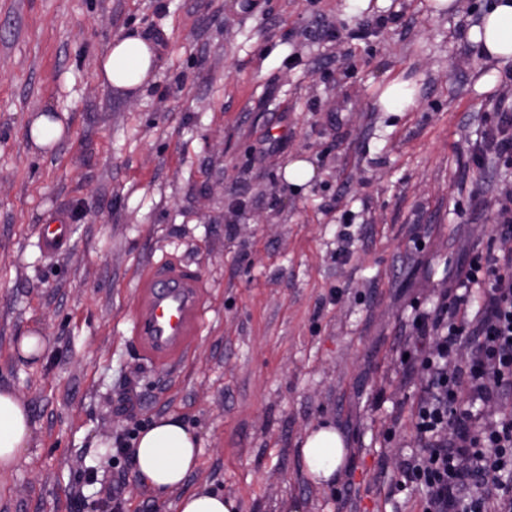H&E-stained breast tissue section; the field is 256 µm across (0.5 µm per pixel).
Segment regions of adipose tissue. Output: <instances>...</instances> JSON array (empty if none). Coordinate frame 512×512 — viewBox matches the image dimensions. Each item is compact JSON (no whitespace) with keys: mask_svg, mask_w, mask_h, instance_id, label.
I'll return each instance as SVG.
<instances>
[{"mask_svg":"<svg viewBox=\"0 0 512 512\" xmlns=\"http://www.w3.org/2000/svg\"><path fill=\"white\" fill-rule=\"evenodd\" d=\"M480 54L500 65L512 63V0H493L467 31ZM160 52L136 32L110 40L99 57L104 86L134 91L150 85L160 68ZM34 425L29 407L8 388H0V471L12 470L30 448ZM307 478L316 485L331 483L344 467L348 450L331 425L310 429L301 448ZM199 438L181 415L169 414L142 429L134 439L133 461L141 482L157 496L179 492L199 465ZM180 494V492H179ZM175 512H238L236 498L216 489L180 494Z\"/></svg>","mask_w":512,"mask_h":512,"instance_id":"ef3b65f1","label":"adipose tissue"}]
</instances>
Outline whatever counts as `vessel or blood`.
<instances>
[{"label": "vessel or blood", "mask_w": 512, "mask_h": 512, "mask_svg": "<svg viewBox=\"0 0 512 512\" xmlns=\"http://www.w3.org/2000/svg\"><path fill=\"white\" fill-rule=\"evenodd\" d=\"M68 241L65 221L44 225L46 253L61 252ZM203 288L198 271L171 260L152 265L141 279L131 332L153 364L167 366L191 352L205 317Z\"/></svg>", "instance_id": "1"}]
</instances>
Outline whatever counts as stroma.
I'll use <instances>...</instances> for the list:
<instances>
[{
	"label": "stroma",
	"instance_id": "35a3bbf8",
	"mask_svg": "<svg viewBox=\"0 0 512 512\" xmlns=\"http://www.w3.org/2000/svg\"><path fill=\"white\" fill-rule=\"evenodd\" d=\"M239 3L0 0V387L35 431L0 474V512H80L113 486L122 512H174L101 446L171 413L200 437L183 492L224 490L239 512L417 510L421 487L380 479L415 444L421 377L401 353L512 189V164L470 160L512 87L466 37L489 0ZM134 28L162 67L143 93L108 89L98 56ZM395 78L415 108L382 111ZM48 109L72 131L44 154L27 126ZM296 160L315 170L299 186ZM59 214L69 246L50 255L40 230ZM163 258L200 272L207 306L166 368L130 332ZM35 326L49 345L30 363L14 347ZM322 422L348 448L327 487L300 453Z\"/></svg>",
	"mask_w": 512,
	"mask_h": 512
}]
</instances>
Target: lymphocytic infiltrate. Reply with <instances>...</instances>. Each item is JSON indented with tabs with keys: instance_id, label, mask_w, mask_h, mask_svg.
Returning a JSON list of instances; mask_svg holds the SVG:
<instances>
[{
	"instance_id": "lymphocytic-infiltrate-1",
	"label": "lymphocytic infiltrate",
	"mask_w": 512,
	"mask_h": 512,
	"mask_svg": "<svg viewBox=\"0 0 512 512\" xmlns=\"http://www.w3.org/2000/svg\"><path fill=\"white\" fill-rule=\"evenodd\" d=\"M487 153L512 161V93L472 158ZM493 233L497 248L474 253L455 287L416 317L415 354L403 361L424 377L418 451L403 467L425 489L420 512H512V191L496 201Z\"/></svg>"
}]
</instances>
